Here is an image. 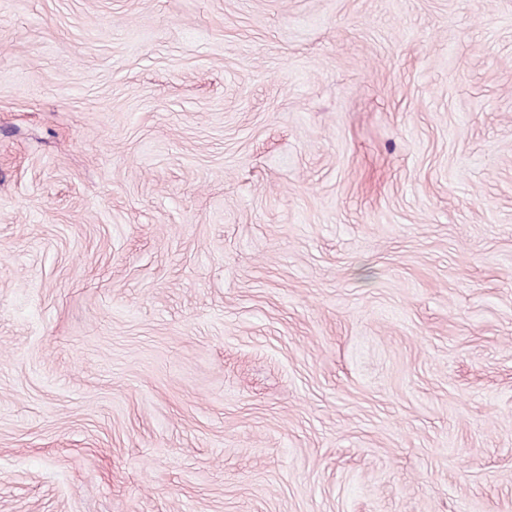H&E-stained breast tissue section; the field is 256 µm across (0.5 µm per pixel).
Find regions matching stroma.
Masks as SVG:
<instances>
[{"label": "stroma", "instance_id": "obj_1", "mask_svg": "<svg viewBox=\"0 0 512 512\" xmlns=\"http://www.w3.org/2000/svg\"><path fill=\"white\" fill-rule=\"evenodd\" d=\"M0 512H512V0H0Z\"/></svg>", "mask_w": 512, "mask_h": 512}]
</instances>
